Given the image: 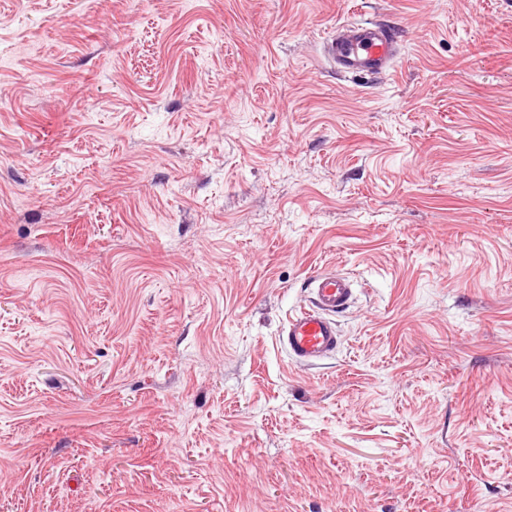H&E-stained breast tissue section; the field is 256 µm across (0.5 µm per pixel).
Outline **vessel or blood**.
Listing matches in <instances>:
<instances>
[{
	"label": "vessel or blood",
	"mask_w": 512,
	"mask_h": 512,
	"mask_svg": "<svg viewBox=\"0 0 512 512\" xmlns=\"http://www.w3.org/2000/svg\"><path fill=\"white\" fill-rule=\"evenodd\" d=\"M325 61L341 75H390L400 58L394 33L373 20L347 22L323 40ZM310 309L288 317L281 343L300 364H313L333 354L339 343L335 316L351 305L355 281L347 275L320 271L311 276Z\"/></svg>",
	"instance_id": "b4317fda"
}]
</instances>
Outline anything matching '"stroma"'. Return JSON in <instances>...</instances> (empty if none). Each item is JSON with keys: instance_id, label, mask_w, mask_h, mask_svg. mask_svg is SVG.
<instances>
[{"instance_id": "1", "label": "stroma", "mask_w": 512, "mask_h": 512, "mask_svg": "<svg viewBox=\"0 0 512 512\" xmlns=\"http://www.w3.org/2000/svg\"><path fill=\"white\" fill-rule=\"evenodd\" d=\"M362 19L395 76L323 62ZM509 472L512 0H0V512H512ZM313 303L309 310L290 315L281 329V343L300 364H314L336 351L339 334L335 316L351 305L355 280L320 271L310 277Z\"/></svg>"}]
</instances>
